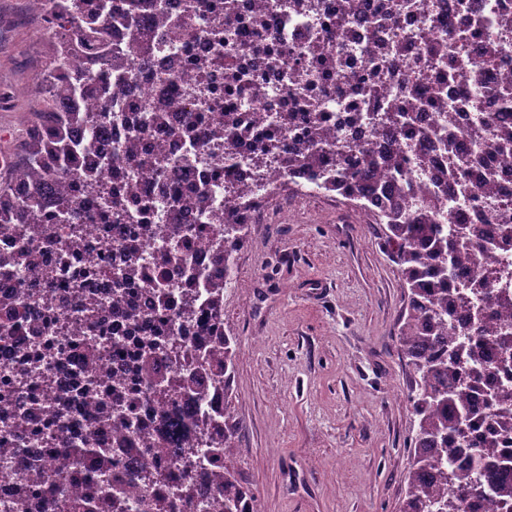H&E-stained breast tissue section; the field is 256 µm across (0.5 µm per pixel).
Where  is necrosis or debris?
Here are the masks:
<instances>
[{
	"instance_id": "4bbe7bcc",
	"label": "necrosis or debris",
	"mask_w": 512,
	"mask_h": 512,
	"mask_svg": "<svg viewBox=\"0 0 512 512\" xmlns=\"http://www.w3.org/2000/svg\"><path fill=\"white\" fill-rule=\"evenodd\" d=\"M170 26L156 29L150 73L127 70V92L112 100L119 120L105 139L92 167L103 191L125 193L129 185L160 198L162 174L131 166L130 145L160 157L167 170L180 171L171 190L183 199L207 191L206 210H184L180 222L185 255L192 267L212 274L210 236L228 224L268 220L266 202L282 182L309 188L306 177L278 167L261 168L260 147L268 141L296 146L310 121V111L328 113L327 125L348 143L382 145L371 117L402 105L407 124L401 147L427 148L429 165L413 170L405 196L415 207L418 188L448 183V147L434 134L438 116H456L455 143L462 155L474 147L471 128L485 123V162L493 174V194L461 196L453 207L459 223L482 224L501 204L512 205V152L495 150V129L505 116L501 90L512 85V0H321L316 13L293 7L290 0H234L225 15L223 0H155ZM494 55H487V47ZM230 55L233 70L216 60ZM484 73L481 87L467 79L469 64ZM203 84L199 98L172 102L170 87ZM167 112L171 123L184 113L204 116V136L180 139L163 131H140L144 106ZM261 113L250 137L216 146L213 131L225 113ZM296 115L293 129L278 125L280 114ZM218 151L221 160L202 161ZM256 186L255 203L241 210L233 202L237 189ZM139 202L129 204L128 221L114 223L90 209L76 232L59 228L49 240L38 229L19 234L16 225L0 224V258L9 260L17 279L0 289V317L27 307L47 318L40 336L0 328V512H67L98 491L104 474L75 471L65 458L68 443L92 442L115 448L126 428L149 434L158 412L178 407V400L144 399L131 423L112 414L105 390L135 378L137 357L146 341L169 338L174 346L206 353L211 338L197 324L181 318L185 295L195 286L174 277L168 299H160L145 279H126L120 244L138 226ZM93 345L99 360L88 363L83 344ZM137 484L154 488L158 476L167 483L189 482L197 494L214 495V470L207 462L187 465L177 459L165 472L139 456H123ZM59 480L55 494L29 495L33 479Z\"/></svg>"
}]
</instances>
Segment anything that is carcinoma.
Returning <instances> with one entry per match:
<instances>
[{
    "label": "carcinoma",
    "instance_id": "cac0c4a2",
    "mask_svg": "<svg viewBox=\"0 0 512 512\" xmlns=\"http://www.w3.org/2000/svg\"><path fill=\"white\" fill-rule=\"evenodd\" d=\"M153 0H55L49 20L54 29V48L45 69L39 75L44 93L32 113L26 129L21 154L10 167L0 172V214L12 216L17 224H34L43 218L48 229L64 220L82 223L83 202L66 191L69 177L78 174L86 157L96 151V142L106 137L107 126L96 132H82L87 117L79 113L81 101L95 97L104 108L100 119L109 120L106 108L112 102V89L125 90L127 62L140 65L149 59L151 36L155 27L169 20L152 12ZM118 23L125 28L127 40L112 45L103 35L104 24ZM98 48L109 70L117 73V84L76 72L68 60L74 51ZM401 112H385L375 130L392 140L402 128ZM202 117L187 113L184 124L171 129L174 136L196 131ZM246 134L233 116L214 136L226 141ZM497 148H512V122L496 129ZM339 139L321 125H314L307 141L290 150L279 143H267L263 154L272 156L289 173L305 169L319 187L357 202L361 213L375 224L385 225L386 241L409 291V311L398 333V344L408 366L419 377L418 390L408 396L417 418V433L411 448L414 464L399 512H478V505L488 498L512 502V450H502L503 439L512 445V387L506 382L487 386L492 377L491 364L499 357L512 359V292L505 288L493 292L491 284L506 275L489 266L470 277L467 268L474 265L478 251H486L501 240H512V221L500 216L497 224H456V215L443 208V198L464 192L493 193L490 176L482 165L468 160L451 167L448 186L425 195L412 211H404V187L398 178L409 170H425L428 157L411 155L401 147L390 155L395 178L377 179L379 150L374 146H348L359 152L354 167L336 163L329 169L324 157L335 151ZM207 193L186 201L169 203L173 237L181 232V207H202ZM245 224L224 225V238L212 244V259L224 278L205 280L207 310L219 315L222 292L234 273V254L246 240ZM150 227L123 241L126 277L141 275L140 256ZM219 360L208 357L216 373L224 375V419L194 417L201 382L199 374L179 371L166 365L164 348L149 343L139 353V378L159 397L183 399L177 412L163 415L159 428L169 446L179 451V442L191 430L207 432L204 458L217 471L224 487V500L199 499L184 483L175 497L182 500L183 512L208 508L214 512H255V494L227 465L239 451V426L231 410V390L235 377L238 344L225 331L218 337ZM113 401L127 405L128 413L140 402V388L115 387ZM78 465L106 468L111 481L101 495L86 505V512H128L125 499L138 493L135 476L107 459L104 451L90 446L66 448ZM465 457L470 469L464 471L456 462ZM178 506L166 501V494L147 490L138 499L139 512H176Z\"/></svg>",
    "mask_w": 512,
    "mask_h": 512
}]
</instances>
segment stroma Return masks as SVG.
Instances as JSON below:
<instances>
[{"label": "stroma", "instance_id": "obj_1", "mask_svg": "<svg viewBox=\"0 0 512 512\" xmlns=\"http://www.w3.org/2000/svg\"><path fill=\"white\" fill-rule=\"evenodd\" d=\"M28 0H0V157L43 91L53 40ZM224 290L236 337L231 403L240 451L229 464L257 512H399L417 424L415 376L397 333L408 292L381 225L322 190L248 228Z\"/></svg>", "mask_w": 512, "mask_h": 512}]
</instances>
